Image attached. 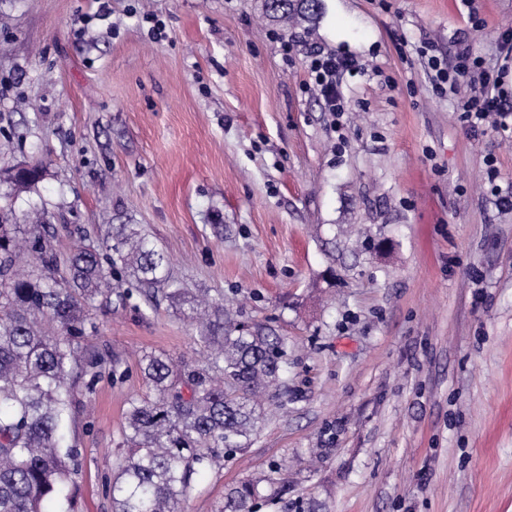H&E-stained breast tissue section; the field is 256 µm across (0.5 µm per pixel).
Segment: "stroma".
<instances>
[{
  "label": "stroma",
  "instance_id": "stroma-1",
  "mask_svg": "<svg viewBox=\"0 0 512 512\" xmlns=\"http://www.w3.org/2000/svg\"><path fill=\"white\" fill-rule=\"evenodd\" d=\"M0 0V169L42 164L0 220L45 205L66 259L80 233L136 224L192 290L288 340L287 395L248 448L202 474L184 512H216L258 473L287 486L258 512H512V138L473 135L420 50L496 49L512 0H324L288 30L264 0ZM164 25L154 37L151 19ZM297 45L284 55L278 40ZM342 73L345 144L309 80ZM88 342L116 355L70 434L82 512H112L113 474L143 352L195 358L194 330L98 305ZM352 59L335 54L315 53L310 56L308 70L314 85L319 88L327 112L335 117L336 131L342 130L340 118L345 112V101L338 89L337 76L356 69Z\"/></svg>",
  "mask_w": 512,
  "mask_h": 512
}]
</instances>
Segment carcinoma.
<instances>
[{
    "mask_svg": "<svg viewBox=\"0 0 512 512\" xmlns=\"http://www.w3.org/2000/svg\"><path fill=\"white\" fill-rule=\"evenodd\" d=\"M322 0H265L266 14L285 28L316 26ZM37 167L7 170L14 191L32 190ZM22 236L0 223V512H77L80 452L68 441L76 388L91 398L106 367L119 360L88 348L97 332L90 310L100 298L154 310L158 287L195 327L202 359L145 353L138 365L148 393L128 401L115 475L106 486L112 512H182L197 477L220 469L250 444L268 412L263 398L281 387L288 341L233 323L224 299L185 288L170 258L133 224L77 245L58 274L46 237L45 211L34 209ZM286 491L266 475L224 496L220 512H257L261 490Z\"/></svg>",
    "mask_w": 512,
    "mask_h": 512,
    "instance_id": "carcinoma-1",
    "label": "carcinoma"
}]
</instances>
